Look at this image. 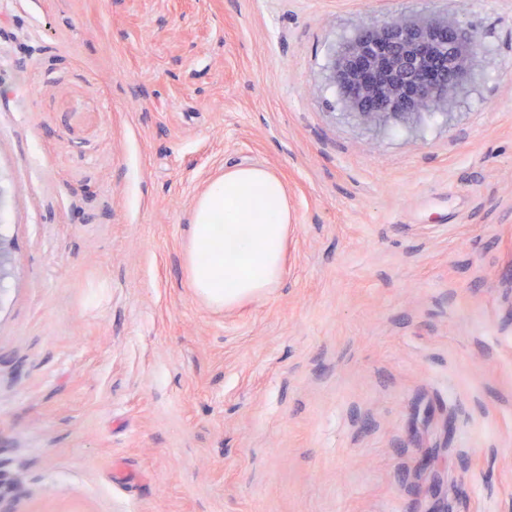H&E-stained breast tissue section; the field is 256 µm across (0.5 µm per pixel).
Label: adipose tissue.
Masks as SVG:
<instances>
[{"mask_svg":"<svg viewBox=\"0 0 512 512\" xmlns=\"http://www.w3.org/2000/svg\"><path fill=\"white\" fill-rule=\"evenodd\" d=\"M291 213L282 181L263 166H234L197 200L187 254L190 285L212 306L262 296L283 274Z\"/></svg>","mask_w":512,"mask_h":512,"instance_id":"obj_1","label":"adipose tissue"}]
</instances>
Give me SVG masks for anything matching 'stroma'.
Listing matches in <instances>:
<instances>
[{
    "mask_svg": "<svg viewBox=\"0 0 512 512\" xmlns=\"http://www.w3.org/2000/svg\"><path fill=\"white\" fill-rule=\"evenodd\" d=\"M390 17L476 33L446 115L331 82ZM238 165L292 222L216 310ZM0 239V512H512V0H0ZM290 223L286 189L272 171L226 169L193 210L186 260L191 287L221 309L262 296L282 277Z\"/></svg>",
    "mask_w": 512,
    "mask_h": 512,
    "instance_id": "1",
    "label": "stroma"
}]
</instances>
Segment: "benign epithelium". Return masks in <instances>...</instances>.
<instances>
[{
    "label": "benign epithelium",
    "instance_id": "benign-epithelium-1",
    "mask_svg": "<svg viewBox=\"0 0 512 512\" xmlns=\"http://www.w3.org/2000/svg\"><path fill=\"white\" fill-rule=\"evenodd\" d=\"M476 33L446 20L391 18L361 28L331 60L332 82L360 123L438 108L467 82Z\"/></svg>",
    "mask_w": 512,
    "mask_h": 512
}]
</instances>
